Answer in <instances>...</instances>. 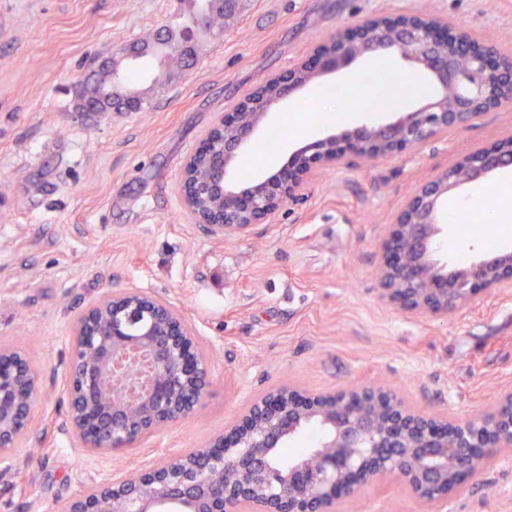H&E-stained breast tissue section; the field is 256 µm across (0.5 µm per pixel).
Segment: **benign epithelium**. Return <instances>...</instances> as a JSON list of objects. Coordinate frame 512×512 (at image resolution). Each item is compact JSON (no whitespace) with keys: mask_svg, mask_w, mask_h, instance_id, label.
<instances>
[{"mask_svg":"<svg viewBox=\"0 0 512 512\" xmlns=\"http://www.w3.org/2000/svg\"><path fill=\"white\" fill-rule=\"evenodd\" d=\"M193 25L178 50L196 57ZM386 52L427 72L437 94L394 121L328 134L294 151L287 166L240 190L230 180L256 144L269 111L366 54ZM78 112H139L133 96L87 102ZM512 109V53L433 16L365 18L339 29L310 56L272 75L219 114L183 164L178 194L191 224L234 238L270 224L295 196L311 163L350 166L423 147L438 134L472 125L486 112ZM512 166V136L476 148L438 171L408 198L383 244L379 297L388 304L446 314L477 291L512 284V252L449 270L435 259L439 213L448 195ZM80 344L70 355L68 419L91 453L131 448L192 417L211 386L208 355L179 309L137 289L111 290L72 323ZM110 376L112 387L101 385ZM41 378L26 355L0 346V457L30 430ZM315 425L320 437L284 468L277 450ZM512 450V390L465 420L418 413L379 386L309 396L280 386L256 396L240 418L187 454L109 477L69 501L63 512H337L339 500L389 475L426 503L444 501L464 477Z\"/></svg>","mask_w":512,"mask_h":512,"instance_id":"obj_1","label":"benign epithelium"}]
</instances>
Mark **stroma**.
<instances>
[{
    "instance_id": "obj_1",
    "label": "stroma",
    "mask_w": 512,
    "mask_h": 512,
    "mask_svg": "<svg viewBox=\"0 0 512 512\" xmlns=\"http://www.w3.org/2000/svg\"><path fill=\"white\" fill-rule=\"evenodd\" d=\"M180 0H0V345L42 376L32 427L0 462V512H61L106 475L187 453L266 390L390 389L411 407L465 418L512 388V285L445 315L378 297L382 243L413 189L471 149L512 135V112L423 148L315 163L273 223L227 239L187 223L176 184L219 113L368 17L433 15L512 52V0H241L192 71L140 112L75 110L73 84L98 54L179 26ZM172 303L210 355L195 415L137 447L83 451L67 422L75 317L107 290ZM339 512H512V452L427 504L398 477Z\"/></svg>"
}]
</instances>
